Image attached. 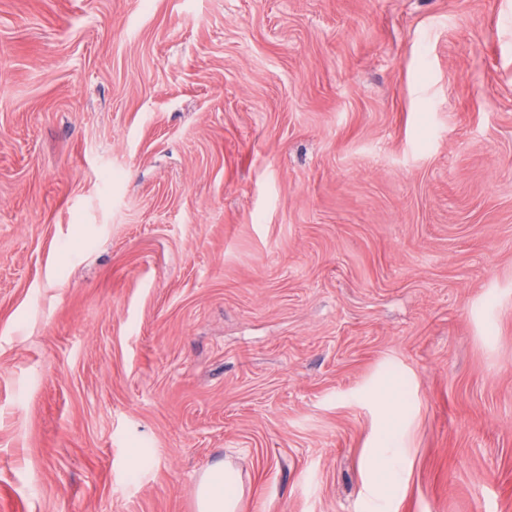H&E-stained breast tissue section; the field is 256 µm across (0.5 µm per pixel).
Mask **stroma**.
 <instances>
[{
	"label": "stroma",
	"instance_id": "stroma-1",
	"mask_svg": "<svg viewBox=\"0 0 512 512\" xmlns=\"http://www.w3.org/2000/svg\"><path fill=\"white\" fill-rule=\"evenodd\" d=\"M219 461L238 512H512V0H0V512ZM383 447L371 459V466L383 481H392L399 473L398 434L395 429H387L382 437Z\"/></svg>",
	"mask_w": 512,
	"mask_h": 512
}]
</instances>
